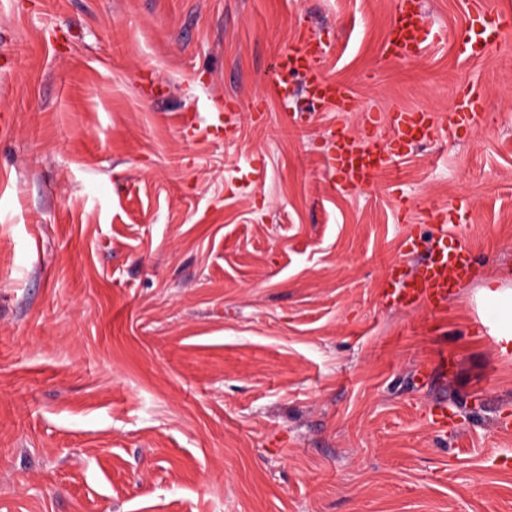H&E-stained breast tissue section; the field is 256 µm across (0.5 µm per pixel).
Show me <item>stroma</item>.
<instances>
[{
	"label": "stroma",
	"mask_w": 512,
	"mask_h": 512,
	"mask_svg": "<svg viewBox=\"0 0 512 512\" xmlns=\"http://www.w3.org/2000/svg\"><path fill=\"white\" fill-rule=\"evenodd\" d=\"M468 2L422 0L440 38L386 61L400 0H0V512H512V353L476 303L512 269V0L476 61ZM301 31L361 111L268 100ZM229 98L236 138L203 135ZM417 109L436 139L340 189L331 128ZM449 206L481 274L383 306ZM497 39L496 35H485L484 32L469 35L456 44V52L459 57H484L490 53ZM482 109L481 99L469 92L456 97L453 105V112L450 113L448 126L454 130L466 127L476 122Z\"/></svg>",
	"instance_id": "obj_1"
}]
</instances>
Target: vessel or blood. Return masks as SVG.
Masks as SVG:
<instances>
[{"label": "vessel or blood", "mask_w": 512, "mask_h": 512, "mask_svg": "<svg viewBox=\"0 0 512 512\" xmlns=\"http://www.w3.org/2000/svg\"><path fill=\"white\" fill-rule=\"evenodd\" d=\"M435 34L421 9L420 0H401L395 22L381 46L384 59L396 61L423 54ZM496 42L495 36L481 33L460 40L458 56L464 58L487 56ZM325 50L320 41L310 35L297 39L295 48L281 55L278 74L270 86V94L283 106H290L294 92L292 77H302L305 92L317 109L339 114L360 110V102L349 84L328 79L323 71ZM482 108L479 97L464 93L456 97L449 125L458 129L473 124ZM362 134L340 135L334 144L333 171L344 188L372 184L375 174L393 162L394 156L384 153L380 144L382 131H389L395 142L406 145L430 140L439 128L433 114L420 110L391 112L380 115L369 112L364 116ZM435 234L427 256L418 264L415 273L407 275L393 271L381 298L386 305L403 308L437 309L450 291L465 281L476 278L481 268L472 257L469 246L448 235L447 212L432 214Z\"/></svg>", "instance_id": "1"}]
</instances>
